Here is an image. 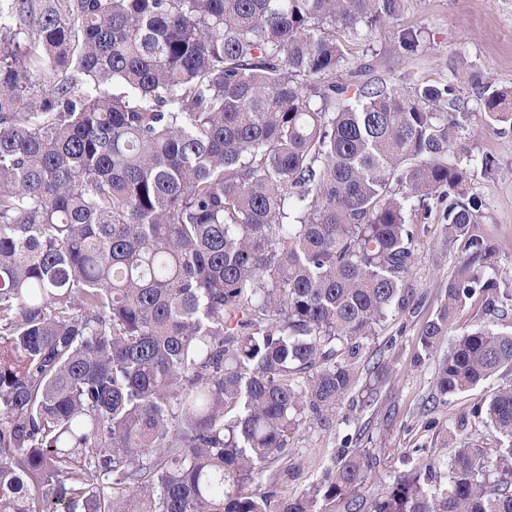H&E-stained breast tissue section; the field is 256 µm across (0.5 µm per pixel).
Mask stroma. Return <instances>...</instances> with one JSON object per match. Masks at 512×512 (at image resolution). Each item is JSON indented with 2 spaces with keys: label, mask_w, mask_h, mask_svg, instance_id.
Segmentation results:
<instances>
[{
  "label": "stroma",
  "mask_w": 512,
  "mask_h": 512,
  "mask_svg": "<svg viewBox=\"0 0 512 512\" xmlns=\"http://www.w3.org/2000/svg\"><path fill=\"white\" fill-rule=\"evenodd\" d=\"M420 31L422 49L400 55L401 30ZM350 52L373 65L376 77L401 88L406 76L425 83L454 82L461 103L474 106L471 85L461 78L462 66L478 72L498 88H512V0H408L398 19L369 41L354 43ZM467 150L460 154L469 172L468 195L482 202L478 230L497 243L500 266L512 276V131L503 135L472 122L462 135ZM431 214L419 236L412 282L420 302L415 309L393 312L378 327L368 346L390 367L370 405H363V384L322 420L306 424L296 434L290 452L264 470L257 486L273 488L278 499L296 498L319 482L345 439L366 429L376 464L357 496L382 495L395 477L432 458L449 459L459 443L479 448L495 458L506 442L473 417L472 409L488 384L447 397H436L434 360L419 344L424 323L444 299L460 253L448 247Z\"/></svg>",
  "instance_id": "35a3bbf8"
}]
</instances>
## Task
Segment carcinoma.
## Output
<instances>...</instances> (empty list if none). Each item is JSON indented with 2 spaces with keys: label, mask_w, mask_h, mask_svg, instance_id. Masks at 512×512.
Returning a JSON list of instances; mask_svg holds the SVG:
<instances>
[{
  "label": "carcinoma",
  "mask_w": 512,
  "mask_h": 512,
  "mask_svg": "<svg viewBox=\"0 0 512 512\" xmlns=\"http://www.w3.org/2000/svg\"><path fill=\"white\" fill-rule=\"evenodd\" d=\"M406 7L0 0V512H326L370 449L291 500L256 476L418 304L415 218L438 209L461 252L425 354L467 304L512 307L456 160L472 120L512 130V89L476 83L470 112L452 82L369 77L349 41ZM509 374L485 325L434 386ZM472 414L508 440L494 460L463 443L365 512H512V378Z\"/></svg>",
  "instance_id": "obj_1"
}]
</instances>
